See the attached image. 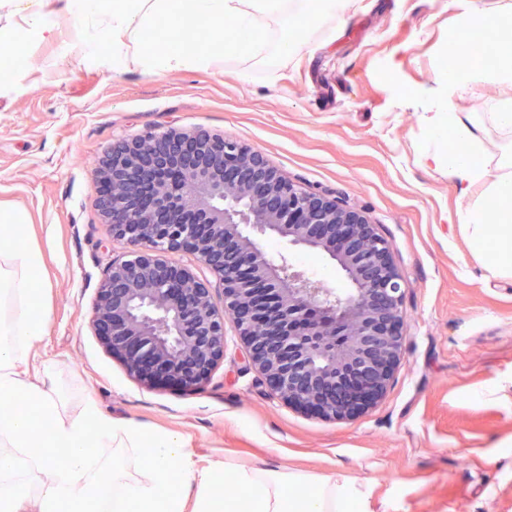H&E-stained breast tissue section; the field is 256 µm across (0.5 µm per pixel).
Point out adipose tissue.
Listing matches in <instances>:
<instances>
[{
    "label": "adipose tissue",
    "instance_id": "ef3b65f1",
    "mask_svg": "<svg viewBox=\"0 0 512 512\" xmlns=\"http://www.w3.org/2000/svg\"><path fill=\"white\" fill-rule=\"evenodd\" d=\"M74 16L83 54L112 49V68L149 73L190 70L229 53L257 64L288 55L290 41L274 39L288 0H60ZM162 16L176 28L201 26L210 47L197 50L173 38L156 49L144 36ZM232 33H225V21ZM50 0H0V47L21 36L53 38ZM491 79L512 85V50L496 67L468 66L440 74L447 99L434 137L452 133L448 152L426 149L424 158L447 169L461 196L484 184L481 197L457 219L476 255L493 249V274L512 276V161L491 165L482 132L512 137V107L455 112L451 100L472 84ZM28 216L0 207V512H356L362 491L344 478L321 477L233 462L200 466L177 433L150 435L105 414L91 398L72 402L58 375L32 359L46 320L34 297L40 251L27 245ZM236 487L224 493L225 482Z\"/></svg>",
    "mask_w": 512,
    "mask_h": 512
}]
</instances>
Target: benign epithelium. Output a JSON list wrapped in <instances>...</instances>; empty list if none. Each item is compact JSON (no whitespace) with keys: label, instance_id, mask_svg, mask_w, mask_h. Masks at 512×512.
<instances>
[{"label":"benign epithelium","instance_id":"benign-epithelium-1","mask_svg":"<svg viewBox=\"0 0 512 512\" xmlns=\"http://www.w3.org/2000/svg\"><path fill=\"white\" fill-rule=\"evenodd\" d=\"M94 184L109 234L133 252L108 267L91 326L132 376L200 388L224 360L229 319L269 394L291 406L336 421L386 394L406 349L405 283L361 211L203 130L117 144ZM261 239L326 254L352 288L324 287ZM175 251L196 255L213 279L171 261Z\"/></svg>","mask_w":512,"mask_h":512}]
</instances>
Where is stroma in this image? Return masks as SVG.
<instances>
[{"mask_svg":"<svg viewBox=\"0 0 512 512\" xmlns=\"http://www.w3.org/2000/svg\"><path fill=\"white\" fill-rule=\"evenodd\" d=\"M500 0H350L308 26L271 67L225 58L207 69H112L109 45L83 56L74 20L50 42H24L25 67L0 82V206L26 211L46 284L47 324L33 352L113 419L184 435L200 465L232 460L364 486L367 512H512V277L491 275L454 217L468 205L429 166L440 53L472 7ZM512 103V85L478 82L459 112ZM205 130L263 153L289 179L363 210L405 282L406 351L386 395L326 421L271 398L234 329L224 361L196 391L144 384L89 320L112 261L93 174L112 144L148 131ZM298 270L344 293L328 257L274 239Z\"/></svg>","mask_w":512,"mask_h":512,"instance_id":"1","label":"stroma"}]
</instances>
